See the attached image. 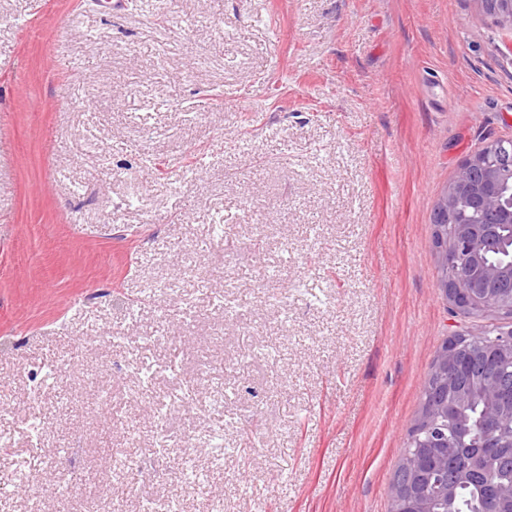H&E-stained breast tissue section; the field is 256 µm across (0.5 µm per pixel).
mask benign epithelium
Masks as SVG:
<instances>
[{
    "label": "benign epithelium",
    "instance_id": "7a95c632",
    "mask_svg": "<svg viewBox=\"0 0 512 512\" xmlns=\"http://www.w3.org/2000/svg\"><path fill=\"white\" fill-rule=\"evenodd\" d=\"M478 2L481 11L492 15L498 25L512 29V0ZM508 184L512 185V138L495 139L460 166L438 199L437 211L448 215V223L458 228L455 239L440 251V263L448 265L450 256L463 259L462 267L456 268L441 288L451 305L459 300L470 307L494 303L512 311L511 292H489L502 279L501 271L482 260V248L492 241L493 225L512 224V195L503 194Z\"/></svg>",
    "mask_w": 512,
    "mask_h": 512
}]
</instances>
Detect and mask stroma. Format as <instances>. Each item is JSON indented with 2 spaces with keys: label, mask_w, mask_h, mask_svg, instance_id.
Returning <instances> with one entry per match:
<instances>
[{
  "label": "stroma",
  "mask_w": 512,
  "mask_h": 512,
  "mask_svg": "<svg viewBox=\"0 0 512 512\" xmlns=\"http://www.w3.org/2000/svg\"><path fill=\"white\" fill-rule=\"evenodd\" d=\"M0 0V512H389L432 213L512 137L477 0ZM170 335V342L159 339ZM186 395L166 425L154 408Z\"/></svg>",
  "instance_id": "stroma-1"
}]
</instances>
